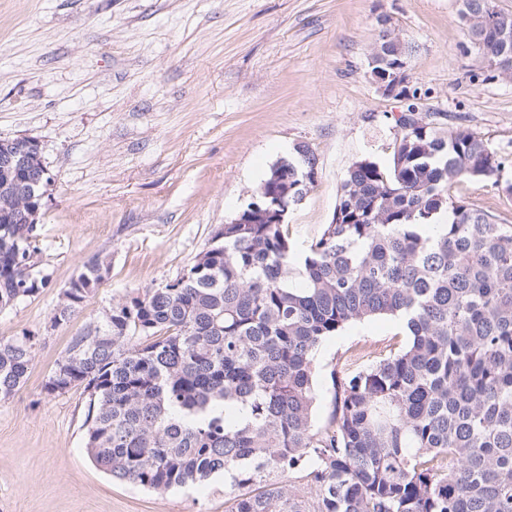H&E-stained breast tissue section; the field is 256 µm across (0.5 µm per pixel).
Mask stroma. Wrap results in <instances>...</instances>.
<instances>
[{
	"mask_svg": "<svg viewBox=\"0 0 512 512\" xmlns=\"http://www.w3.org/2000/svg\"><path fill=\"white\" fill-rule=\"evenodd\" d=\"M408 44L414 105L482 136L499 183L453 188L512 224V79L468 47L459 0H0V140L29 137L51 181L36 229L47 285L0 311V338L34 333L26 382L0 401V512H227L224 479L155 493L97 470L83 389L42 386L73 336L112 303L179 278L247 204L271 166L308 145L318 175L287 222L302 249L331 220L353 162L385 163L406 100L370 73L382 30ZM99 259L110 269L67 322L62 289ZM406 341L381 316L328 338L315 359V424L330 371L358 345Z\"/></svg>",
	"mask_w": 512,
	"mask_h": 512,
	"instance_id": "35a3bbf8",
	"label": "stroma"
}]
</instances>
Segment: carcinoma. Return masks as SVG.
<instances>
[{
  "mask_svg": "<svg viewBox=\"0 0 512 512\" xmlns=\"http://www.w3.org/2000/svg\"><path fill=\"white\" fill-rule=\"evenodd\" d=\"M396 126L390 161L349 167L331 223L302 253L286 224L228 223L181 277L71 338L42 391L88 394L98 469L158 493L222 474L227 512H512V225L451 194L504 160L462 126L410 111ZM316 163L299 144L280 179ZM12 185L0 175V211L41 208ZM35 253V226L0 214V310L46 286ZM108 271L89 262L52 324ZM378 316L403 322L407 341L331 371L332 410L314 425L319 346ZM35 346L30 333L0 338V400ZM296 470L311 508L288 484Z\"/></svg>",
  "mask_w": 512,
  "mask_h": 512,
  "instance_id": "cac0c4a2",
  "label": "carcinoma"
}]
</instances>
